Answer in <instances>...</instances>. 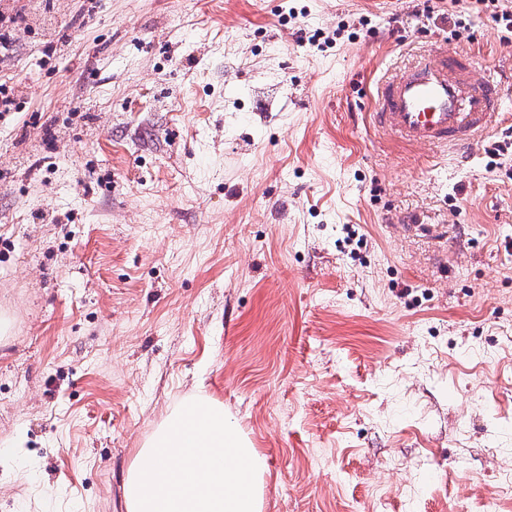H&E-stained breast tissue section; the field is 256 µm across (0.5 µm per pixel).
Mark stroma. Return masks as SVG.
<instances>
[{
	"instance_id": "obj_1",
	"label": "stroma",
	"mask_w": 512,
	"mask_h": 512,
	"mask_svg": "<svg viewBox=\"0 0 512 512\" xmlns=\"http://www.w3.org/2000/svg\"><path fill=\"white\" fill-rule=\"evenodd\" d=\"M0 512H126L201 396L263 512H512V44L474 0H0ZM469 52L470 159L377 83ZM504 152L492 155L494 145Z\"/></svg>"
}]
</instances>
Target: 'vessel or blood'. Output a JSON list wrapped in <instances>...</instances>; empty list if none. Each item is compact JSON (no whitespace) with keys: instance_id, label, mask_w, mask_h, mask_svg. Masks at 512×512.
Instances as JSON below:
<instances>
[{"instance_id":"vessel-or-blood-1","label":"vessel or blood","mask_w":512,"mask_h":512,"mask_svg":"<svg viewBox=\"0 0 512 512\" xmlns=\"http://www.w3.org/2000/svg\"><path fill=\"white\" fill-rule=\"evenodd\" d=\"M500 101L499 87L476 77L469 54L443 47L383 81L371 108L384 135L462 151L494 128Z\"/></svg>"}]
</instances>
